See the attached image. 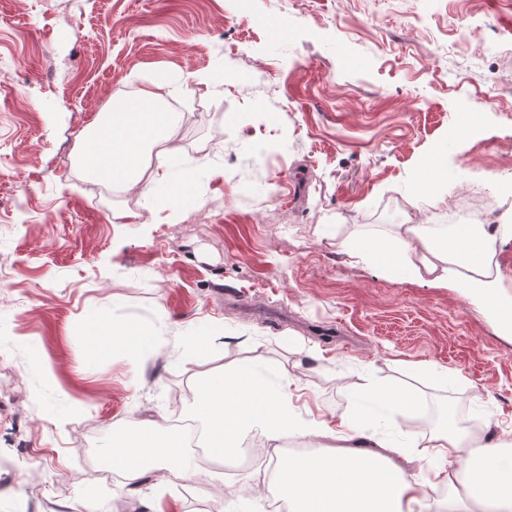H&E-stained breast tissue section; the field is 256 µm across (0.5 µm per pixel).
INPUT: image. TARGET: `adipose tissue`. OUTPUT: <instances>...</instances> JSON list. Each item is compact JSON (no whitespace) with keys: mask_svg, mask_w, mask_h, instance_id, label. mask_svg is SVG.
Returning <instances> with one entry per match:
<instances>
[{"mask_svg":"<svg viewBox=\"0 0 512 512\" xmlns=\"http://www.w3.org/2000/svg\"><path fill=\"white\" fill-rule=\"evenodd\" d=\"M157 84L141 86L131 102L113 104L103 119L94 120L92 144L82 157L84 171L123 189L150 191L152 177L143 159L154 154L157 162L178 152L174 140L183 113L168 112L159 105ZM343 251L379 259L393 276L418 278L440 274L459 278L465 289L489 296L505 321L512 323V297L495 279L474 277L483 263L482 254L465 236L435 241L431 229L421 224H399L386 238L373 241L344 240ZM101 342L91 344L96 355L109 353L128 337L138 344L157 345L149 329L127 323L99 322L94 328ZM290 375H283L279 389H272L249 367L221 374L203 382L196 391L192 414L205 426L211 457H235L245 439L261 432L269 441L308 435V427L296 419L288 399ZM332 438L340 450L280 460L276 467L278 499L282 512H423L426 493L417 479L404 475L396 464L405 449L385 436L369 431L363 415L340 421ZM417 447L423 448L420 470L434 476V460L448 458L469 475L467 493L482 512H512V456L500 453L493 439H486L481 453H473V435L456 424L447 430L417 431ZM185 454L181 433L157 426L151 437L133 438L124 432L112 437L113 468L137 475L140 465L174 470Z\"/></svg>","mask_w":512,"mask_h":512,"instance_id":"obj_1","label":"adipose tissue"}]
</instances>
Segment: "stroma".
<instances>
[{
    "label": "stroma",
    "mask_w": 512,
    "mask_h": 512,
    "mask_svg": "<svg viewBox=\"0 0 512 512\" xmlns=\"http://www.w3.org/2000/svg\"><path fill=\"white\" fill-rule=\"evenodd\" d=\"M287 18L279 37L270 22ZM223 72L220 83L200 76ZM180 108L160 208L87 175L89 123L132 81ZM479 193L512 225V0H0V512H266L275 456L149 470L108 462L112 435L188 417L194 390L238 365L293 377L312 432L353 416L374 382L483 419L512 453V334L455 280L400 279L342 252L351 236L443 220ZM135 209L134 223L113 213ZM161 338L101 357L99 317ZM371 431L414 420L370 398ZM427 492L473 512L468 475Z\"/></svg>",
    "instance_id": "stroma-1"
}]
</instances>
